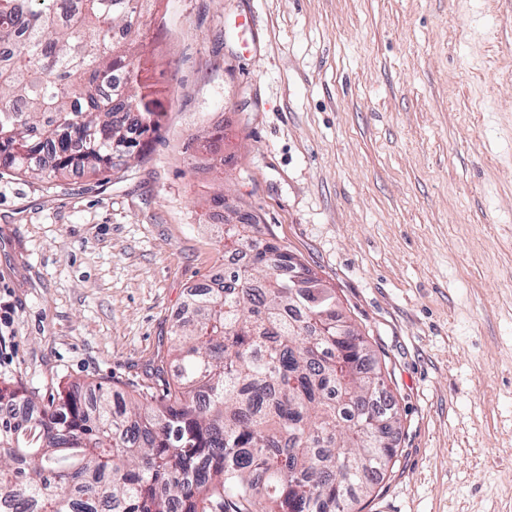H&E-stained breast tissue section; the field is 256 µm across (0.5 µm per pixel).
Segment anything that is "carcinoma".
Listing matches in <instances>:
<instances>
[{
    "label": "carcinoma",
    "instance_id": "obj_1",
    "mask_svg": "<svg viewBox=\"0 0 512 512\" xmlns=\"http://www.w3.org/2000/svg\"><path fill=\"white\" fill-rule=\"evenodd\" d=\"M156 2L0 0L1 169L55 179L140 157L130 130L161 129L137 67ZM234 220L224 253L244 263L171 326L161 395L97 382L45 403L0 382V512H354L372 494L398 423L374 352L335 289Z\"/></svg>",
    "mask_w": 512,
    "mask_h": 512
}]
</instances>
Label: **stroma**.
<instances>
[{"label":"stroma","instance_id":"35a3bbf8","mask_svg":"<svg viewBox=\"0 0 512 512\" xmlns=\"http://www.w3.org/2000/svg\"><path fill=\"white\" fill-rule=\"evenodd\" d=\"M140 162L0 173V381L133 392L223 277L216 194L334 288L397 402L362 512H512V0H162Z\"/></svg>","mask_w":512,"mask_h":512}]
</instances>
